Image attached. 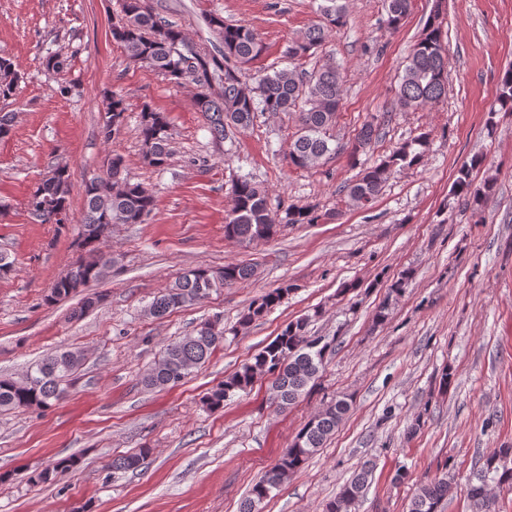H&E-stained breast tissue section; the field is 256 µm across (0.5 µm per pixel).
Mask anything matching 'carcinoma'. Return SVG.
<instances>
[{
    "label": "carcinoma",
    "mask_w": 512,
    "mask_h": 512,
    "mask_svg": "<svg viewBox=\"0 0 512 512\" xmlns=\"http://www.w3.org/2000/svg\"><path fill=\"white\" fill-rule=\"evenodd\" d=\"M412 0H383L388 29L397 28L410 11ZM322 23L288 42L285 55L290 66L253 79L246 77L248 65L265 51L262 40L251 29L227 24L216 15L206 19L220 49L211 50L189 39L183 28L159 13L153 0H121V15L112 22V39L125 50L134 63L144 64L168 77L177 85L191 84L197 90L196 105L205 117L213 138L222 141L237 129L253 124L258 114H277L298 110L297 129L288 147V165L297 169L316 167L332 152L329 142L343 100V77L334 59L308 71L307 59L325 44L330 32L347 24L343 0H324L320 5ZM21 76L13 61L0 57V101L16 95ZM448 92V53L442 31L436 20L427 22L423 37L415 44L407 59L404 74L396 91L403 109H421L443 100ZM503 112H512V68L505 71L496 98ZM124 98L114 92L104 107L101 134L110 140L126 120ZM381 121L366 122L351 147L357 157L380 137ZM139 131L144 162L154 168L163 167L171 155L170 121L167 115L145 104L140 110ZM427 145L420 135L401 144L378 163L362 169L347 187V197L355 204L369 205L378 197L383 185L397 167L420 162ZM482 158L474 157L458 170L452 188L453 196L465 205L480 206L491 191L487 183L477 186L472 179L474 168ZM70 170L57 164L27 198L29 214L42 224H65L68 221ZM232 207L224 220V236L239 243L269 239L280 227L293 224H316L320 215L311 206L289 205L282 210L271 208L268 193L247 177L236 179L231 186ZM156 206L154 192L127 177L123 159L118 154L108 157L102 173L84 181V211L80 218V246L87 256L71 263L46 295L45 302L82 295L71 317L80 318L101 303L98 295L84 289L103 279L112 266V256L103 251L105 239L114 224H143ZM254 275L251 264H227L222 268L198 266L187 270L165 291L154 297L148 314L162 319L171 312L190 306L212 292H217ZM288 287L276 288L250 304L239 319L245 327L263 318L277 306ZM313 316L306 314L286 324L282 331L223 383L205 397L212 409L224 406V399L236 391L250 388L257 376H274L273 388L281 409L301 397L308 386L316 384L326 355L334 350V340L309 335ZM224 344L221 319H208L188 336L166 346L162 357L143 377L148 389L172 388L181 384L194 370L203 366ZM84 364L78 349H57L32 364L20 379L0 376V410L47 409L60 401L67 386ZM347 398L337 399L312 417L294 437L279 462L256 480L242 499L239 512H262V504L322 447L349 412ZM150 449L112 459V469L136 471L144 463ZM80 458L68 457L30 477L34 485L48 484L59 471H75ZM373 465L366 463L348 479L325 504L323 512H352L364 497L372 477ZM512 485V448H501L485 459L473 472L468 496L474 512H496L495 497L489 486ZM450 481L442 472L419 484L408 504V512H442L448 500Z\"/></svg>",
    "instance_id": "cac0c4a2"
}]
</instances>
